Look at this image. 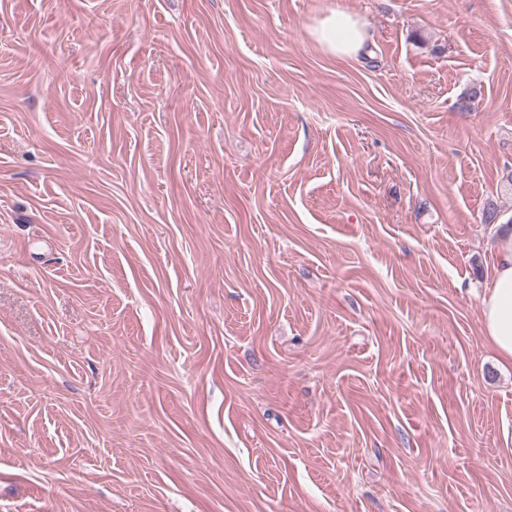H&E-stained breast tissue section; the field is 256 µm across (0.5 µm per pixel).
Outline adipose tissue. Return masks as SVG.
<instances>
[{
	"mask_svg": "<svg viewBox=\"0 0 512 512\" xmlns=\"http://www.w3.org/2000/svg\"><path fill=\"white\" fill-rule=\"evenodd\" d=\"M309 34L327 53L354 58L367 42L363 24L348 12L336 10L310 28ZM485 336L501 362L512 364V228L502 227L496 239V261L480 299Z\"/></svg>",
	"mask_w": 512,
	"mask_h": 512,
	"instance_id": "1",
	"label": "adipose tissue"
}]
</instances>
